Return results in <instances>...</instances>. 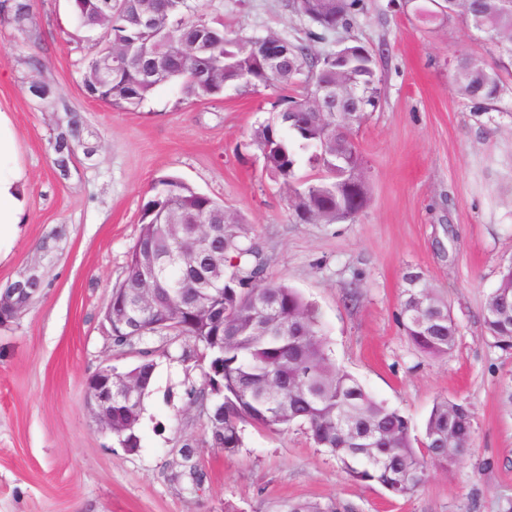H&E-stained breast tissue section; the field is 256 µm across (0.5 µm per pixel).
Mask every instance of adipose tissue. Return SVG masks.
Returning <instances> with one entry per match:
<instances>
[{
  "instance_id": "1",
  "label": "adipose tissue",
  "mask_w": 512,
  "mask_h": 512,
  "mask_svg": "<svg viewBox=\"0 0 512 512\" xmlns=\"http://www.w3.org/2000/svg\"><path fill=\"white\" fill-rule=\"evenodd\" d=\"M23 174L16 165V142L5 113H0V248L10 245L22 222L26 200Z\"/></svg>"
}]
</instances>
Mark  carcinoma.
<instances>
[{"mask_svg": "<svg viewBox=\"0 0 512 512\" xmlns=\"http://www.w3.org/2000/svg\"><path fill=\"white\" fill-rule=\"evenodd\" d=\"M504 3L488 15L490 0H470V21L480 24L493 52L512 63V0ZM295 6L329 32L348 27L361 10V0H295ZM73 8L81 26L102 31L105 44L130 47L129 67L112 71L109 82L90 89L113 107L134 110L159 85L170 82L196 99L221 96L229 86H300V94L289 97L283 110L254 128L252 145L270 175L288 185V212L295 223L333 224L338 210L359 209L356 194L340 190L343 177L336 170V158L351 156L358 145L326 133L329 114L306 112L303 102L320 85L336 80L338 69L380 95L374 51L359 42L347 44L348 54L338 62L276 34L242 38L202 19L200 0H112V18L103 22L102 0H83ZM147 10L160 18L159 25L139 23ZM155 65L161 75L147 76ZM240 74L246 78H238ZM455 79L460 94L476 108L501 95L498 72L479 60L456 64ZM301 152L321 171L303 188L296 186ZM143 243L155 259L150 278L139 266ZM266 263L263 247L224 210V202L175 177L163 179L157 198L143 210L128 275L112 288V305L136 313L142 331L133 336L115 322L113 343H144L153 336L189 342L206 362L194 402L210 408L211 445L227 453L242 447L248 425L280 432L298 424L306 427L316 447L336 457L350 478L377 483L395 496L417 490L429 464L455 462L466 453L472 444L471 433H463L472 418L467 403L447 397L434 402L425 426V454L418 453L409 418L376 400L336 363L315 307L286 283L266 279ZM147 288L163 298L164 307L131 306ZM482 321L485 338L512 351V262L501 267ZM400 323L424 353L441 357L455 349L458 327L448 303L419 275L407 278ZM155 369L147 349L140 363L116 377L134 387V398L130 407L121 395L112 394V435L132 451L140 448L138 429ZM178 455L181 474L194 485L200 483L202 475L187 449H178ZM270 512L324 509L283 500Z\"/></svg>", "mask_w": 512, "mask_h": 512, "instance_id": "cac0c4a2", "label": "carcinoma"}]
</instances>
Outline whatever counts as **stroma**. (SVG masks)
Instances as JSON below:
<instances>
[{
  "mask_svg": "<svg viewBox=\"0 0 512 512\" xmlns=\"http://www.w3.org/2000/svg\"><path fill=\"white\" fill-rule=\"evenodd\" d=\"M346 29L310 39L293 0H205L208 19L243 36L310 41L315 53L357 41L382 76L377 109L354 131L369 199L354 222L297 224L285 189L250 141L295 86L226 89L196 100L175 83L133 111L91 98L86 60L100 35L80 27L69 0H30L25 26L0 16V112L26 174L24 222L0 289L39 267L30 307L0 325V512H267L272 502L320 503L327 512H512V352L482 337V315L512 261V75L496 103L478 110L454 82L460 56L490 59L462 16L426 24L411 0H362ZM80 141L66 170L61 135ZM174 176L241 219L267 257L266 277L319 309L338 365L423 438L437 398L467 401V455L432 465L421 487L395 496L352 480L294 425L246 427L232 454L213 447L188 393L203 382L183 343L152 337L157 363L131 453L92 418L86 381L100 367L124 371L140 346H115L104 306L126 274L144 204ZM49 252H42L41 244ZM447 297L459 335L445 357L427 355L398 323L408 275ZM191 447L201 485L171 480L177 449Z\"/></svg>",
  "mask_w": 512,
  "mask_h": 512,
  "instance_id": "35a3bbf8",
  "label": "stroma"
}]
</instances>
